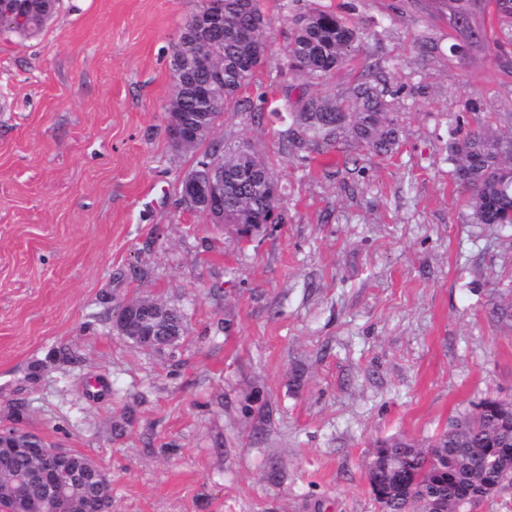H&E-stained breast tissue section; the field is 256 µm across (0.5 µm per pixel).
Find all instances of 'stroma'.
<instances>
[{"instance_id": "stroma-1", "label": "stroma", "mask_w": 512, "mask_h": 512, "mask_svg": "<svg viewBox=\"0 0 512 512\" xmlns=\"http://www.w3.org/2000/svg\"><path fill=\"white\" fill-rule=\"evenodd\" d=\"M200 0H59L0 41V426L80 452L112 512H378L376 441L428 440L512 400V238L471 221L448 146L476 114L512 134V44L494 7L470 43L432 0H265L277 38L311 9L366 34L321 85L272 47L213 142L251 145L280 188L250 239L179 203L170 57ZM378 61L401 133L291 151L289 113ZM179 308L157 351L113 327L124 303Z\"/></svg>"}]
</instances>
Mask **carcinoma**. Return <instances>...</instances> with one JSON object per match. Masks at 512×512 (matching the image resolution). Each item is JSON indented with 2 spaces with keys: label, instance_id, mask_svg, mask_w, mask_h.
Masks as SVG:
<instances>
[{
  "label": "carcinoma",
  "instance_id": "cac0c4a2",
  "mask_svg": "<svg viewBox=\"0 0 512 512\" xmlns=\"http://www.w3.org/2000/svg\"><path fill=\"white\" fill-rule=\"evenodd\" d=\"M472 0H443L461 28L479 38L472 26ZM501 38L512 42V0H495ZM45 25L41 13L1 28L0 39L26 36ZM364 32L331 11L312 10L293 16L282 52L288 71L310 81L323 82L357 54ZM275 39L271 19L261 0H224V39L211 41L185 23L172 49L170 67L186 62L181 89L172 91L168 108L185 113L193 125L202 112H217L230 104L243 105L239 93L250 84ZM223 72L210 80L209 70ZM300 130L291 145L334 147L354 140L375 156L391 153L398 143V116L386 100V91L366 81L345 95L311 99L294 116ZM234 170L251 166L262 172L264 160L246 143L226 144L205 151L196 165L218 152ZM448 160L458 191L472 209L473 223L512 229V136L499 135L477 123L449 147ZM274 204L261 186L242 190L229 187L224 195V223L264 224ZM364 478L381 512H478L483 503L512 486V401L486 397L448 420L444 430L421 444L405 436L379 441L364 466ZM85 492L100 498V509L111 512L112 497L100 495L94 479L82 475Z\"/></svg>",
  "mask_w": 512,
  "mask_h": 512
}]
</instances>
